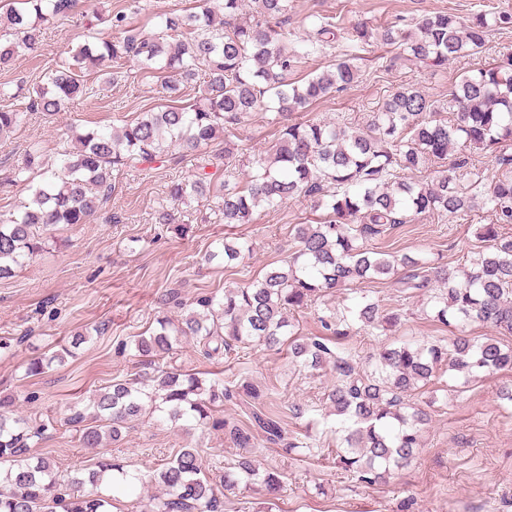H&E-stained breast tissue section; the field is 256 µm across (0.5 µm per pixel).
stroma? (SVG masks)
Segmentation results:
<instances>
[{
  "label": "stroma",
  "mask_w": 512,
  "mask_h": 512,
  "mask_svg": "<svg viewBox=\"0 0 512 512\" xmlns=\"http://www.w3.org/2000/svg\"><path fill=\"white\" fill-rule=\"evenodd\" d=\"M204 2L214 9L220 5V0H140L134 9L130 0H94L89 7L81 2L68 17L47 24L41 55L19 57L11 70L0 72V84L17 91L7 99V106L25 109L29 89L44 83L89 35H110L115 15H126L131 25L150 30L156 16ZM442 11L463 20L480 11L512 14V0H289L284 25L293 39L304 38L321 18L342 29L332 47L310 56L294 72V79L345 57L360 59L354 86L331 94L309 111L294 113V121L345 122L364 132L373 112L400 85L418 84L442 104L448 100L450 85L464 72L512 54V26L493 30L482 54L450 62L444 69L407 61L395 46L355 44L345 33L355 25L375 30L398 17L413 23ZM111 71L114 82L108 96L75 99L48 120L32 115L26 124L0 137V215H9L28 196L24 183L8 182L7 176L21 164L29 143L39 142L45 158L53 162L77 132L119 127L165 104L163 80L137 62L119 61ZM275 142L271 113L254 112L239 131L232 158L238 181H245L251 172L249 157L271 150ZM196 165V157L188 156L176 166L155 162L125 171L105 211L83 224L57 225L43 252L11 276L0 278V341L7 343L0 348V397L12 396L16 415L27 418L30 425L52 423V431L32 453L54 459L59 473L73 475L98 462V449L82 447L76 432L63 427L62 420L70 406L87 403L112 381L147 373L144 358L136 356L130 344L134 336L154 326L160 313L177 317L176 308L164 305L169 293H178L186 302L203 293L244 286L295 251V225L314 224L324 217L304 197L274 209H258L248 223L232 226L206 201L172 205L171 186L191 177ZM169 205L177 223H157L159 210ZM114 214L119 223L111 222ZM492 221L490 211L478 200L461 214L418 216L369 240L367 246L456 267L479 250V227ZM228 236L252 244L250 253L232 269L223 259L210 256ZM357 291L377 301L382 311L398 309L406 315L392 331H360L345 338V347L361 365L371 363L375 354L396 340L453 336L451 328L435 321L431 309L425 308L422 294L400 292L388 277L309 302L295 314L300 335H317L318 316L349 305ZM99 325L104 333H96ZM78 332L88 340L72 356L40 374H28L32 360L70 345ZM159 365L253 382L264 392L267 407L286 413L281 444L269 443L259 434L252 448L244 450L208 424L162 425L147 414L124 430L121 442L111 445L116 461L145 474L185 446L201 449L206 472L217 484L224 478L225 466L243 455L260 467L280 471L282 489L275 498L265 499L252 487L240 486L225 492L224 512H512V402L499 396L500 386L512 383V370L470 379L450 371L424 387L422 398L431 404L430 419L421 433L418 456L390 482L367 484L342 469L336 458V436L329 427L337 418L327 415L324 401L335 380L330 370L313 373L294 366L287 352L260 347L237 348L209 360L190 339ZM297 404L306 406L307 412L296 418L289 411ZM311 435L319 438L320 446L309 451L302 444ZM290 443L295 446L291 452L286 449Z\"/></svg>",
  "instance_id": "35a3bbf8"
}]
</instances>
